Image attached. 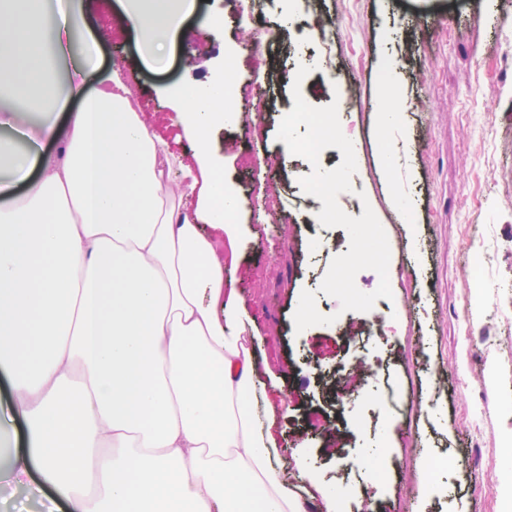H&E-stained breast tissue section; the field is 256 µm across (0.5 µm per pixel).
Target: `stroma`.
I'll return each mask as SVG.
<instances>
[{
	"instance_id": "1",
	"label": "stroma",
	"mask_w": 512,
	"mask_h": 512,
	"mask_svg": "<svg viewBox=\"0 0 512 512\" xmlns=\"http://www.w3.org/2000/svg\"><path fill=\"white\" fill-rule=\"evenodd\" d=\"M73 5L84 34L97 38L101 72L126 81L163 147L184 163L194 148L169 89L234 64L237 117L218 128L215 150L240 232L224 278L256 338L260 379L277 382L268 397L285 406L270 430L288 473L301 461L317 476L305 512H323L322 496L344 468L355 512H512V488L500 480L512 465V82L502 81L512 0H318L303 12L295 0H270L256 22L275 38L258 47L237 24L233 0H196L187 35L160 63L144 57L119 0ZM215 14L224 18L216 33L203 26ZM321 25L335 30L331 71L320 62ZM301 65L310 68L301 92L312 105L354 89L339 107L359 158L352 187L391 251L393 297L372 309L391 328L379 346L350 342L343 328L360 312H341L319 291L349 236L319 224L322 202L299 185L312 167L282 154L276 138ZM258 92L268 100L262 112L252 105ZM385 101L395 112L389 123L379 111ZM260 178L280 195L271 217L255 216L250 201ZM306 290L334 323L296 331ZM377 361L384 380L346 401L333 395L339 372Z\"/></svg>"
}]
</instances>
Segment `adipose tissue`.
Masks as SVG:
<instances>
[{
	"label": "adipose tissue",
	"instance_id": "ef3b65f1",
	"mask_svg": "<svg viewBox=\"0 0 512 512\" xmlns=\"http://www.w3.org/2000/svg\"><path fill=\"white\" fill-rule=\"evenodd\" d=\"M0 0V88L25 112L79 106L56 153L38 141L12 153L0 180V372L26 422L10 460L15 488L39 482L65 512H302L267 431L248 322L224 285L226 213L220 171L184 167L160 146L116 76L82 70L60 91L54 54L70 49L68 20ZM155 54L172 47L190 0H124ZM38 63L18 81L13 47ZM233 67L217 81L172 88L197 157L233 104ZM26 181L11 199L13 180ZM198 193L214 230L183 211Z\"/></svg>",
	"mask_w": 512,
	"mask_h": 512
}]
</instances>
